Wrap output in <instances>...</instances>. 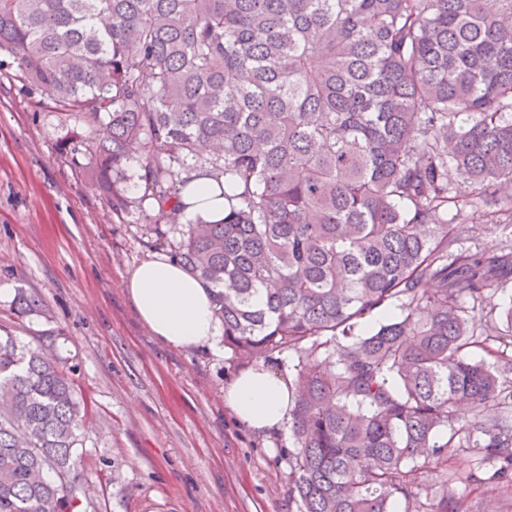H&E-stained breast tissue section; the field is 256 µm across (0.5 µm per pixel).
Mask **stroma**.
<instances>
[{"mask_svg":"<svg viewBox=\"0 0 512 512\" xmlns=\"http://www.w3.org/2000/svg\"><path fill=\"white\" fill-rule=\"evenodd\" d=\"M73 120L0 74V329L60 358L92 409L76 473L87 512H296L288 430L237 422L224 388L244 364L223 342L157 340L124 285L160 252L145 216L112 211L59 142ZM40 298L22 310L19 294Z\"/></svg>","mask_w":512,"mask_h":512,"instance_id":"obj_1","label":"stroma"}]
</instances>
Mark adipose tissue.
Wrapping results in <instances>:
<instances>
[{
	"mask_svg": "<svg viewBox=\"0 0 512 512\" xmlns=\"http://www.w3.org/2000/svg\"><path fill=\"white\" fill-rule=\"evenodd\" d=\"M179 205L181 223L222 221L223 181L198 173L181 190ZM126 294L139 320L166 345H211L221 334L208 288L168 257L137 264L127 278ZM224 400L236 420L252 430L278 431L287 427L293 406L291 378L256 366L229 383Z\"/></svg>",
	"mask_w": 512,
	"mask_h": 512,
	"instance_id": "ef3b65f1",
	"label": "adipose tissue"
}]
</instances>
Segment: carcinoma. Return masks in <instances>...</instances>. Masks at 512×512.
<instances>
[{
	"label": "carcinoma",
	"instance_id": "1",
	"mask_svg": "<svg viewBox=\"0 0 512 512\" xmlns=\"http://www.w3.org/2000/svg\"><path fill=\"white\" fill-rule=\"evenodd\" d=\"M0 55L78 119L60 149L112 210L168 208L146 234L212 289L232 356L297 353V512H472L416 483L468 452L461 481L512 496V358H473L512 347V307L484 306L512 241L458 245L448 174L512 213V0H0ZM132 161L137 201L116 187ZM199 169L224 220L184 225ZM88 412L0 333V512H80Z\"/></svg>",
	"mask_w": 512,
	"mask_h": 512
}]
</instances>
